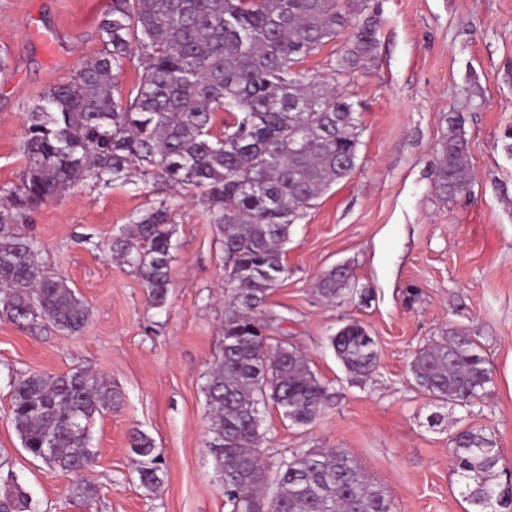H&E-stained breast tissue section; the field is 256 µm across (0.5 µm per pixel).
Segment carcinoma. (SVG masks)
<instances>
[{
	"label": "carcinoma",
	"mask_w": 512,
	"mask_h": 512,
	"mask_svg": "<svg viewBox=\"0 0 512 512\" xmlns=\"http://www.w3.org/2000/svg\"><path fill=\"white\" fill-rule=\"evenodd\" d=\"M353 27V46L332 65L353 76L376 49L377 15L350 18L343 0H112L104 48L70 81L46 91L24 115L30 165L6 191L0 210V315L19 325L45 321L80 332L89 307L61 277L47 275L33 239L13 227L77 182L108 184L135 166L153 183L186 187L206 205L224 250V346L205 385L206 448L224 486L228 512H391L389 501L341 448H312L272 462L259 448L273 404L293 424L311 423L330 401L328 387L287 343L268 347L267 299L288 276L285 246L312 201L356 168L361 130L353 104L326 81H305L295 66ZM139 53L143 72L128 94L112 72ZM232 120L215 130V114ZM433 183L445 199L471 192L473 174L463 117L449 120L437 149ZM169 209L159 205L110 242L133 268L151 307L169 294L173 260ZM353 278L332 268L316 283L330 303ZM348 373L374 370L376 339L350 322L329 337ZM415 387L466 408L490 381L475 343L457 333L421 348L410 364ZM120 392L88 370L31 373L10 382L11 420L22 448L62 471L95 459L94 416L121 403ZM51 443L52 450L43 448ZM455 471L473 512H512V482H498L493 435L466 428L452 438ZM141 487L162 482L161 449L147 434L130 439ZM0 512H37L15 482L3 479ZM70 496L89 503L95 486Z\"/></svg>",
	"instance_id": "carcinoma-1"
}]
</instances>
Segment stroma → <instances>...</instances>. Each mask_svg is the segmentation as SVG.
<instances>
[{
    "label": "stroma",
    "instance_id": "1",
    "mask_svg": "<svg viewBox=\"0 0 512 512\" xmlns=\"http://www.w3.org/2000/svg\"><path fill=\"white\" fill-rule=\"evenodd\" d=\"M377 12L373 58L336 91L353 103L361 128L357 166L293 227L288 276L268 300L272 342L308 359L331 401L297 426L275 407L262 448L277 460L311 448H342L381 487L392 512H468L452 466L453 436L471 426L492 433L501 479L512 477V0H365ZM104 0H0V194L29 166L24 114L46 90L69 81L102 46ZM349 31L305 58L307 79H330ZM463 116L472 192L443 201L433 187L438 143ZM166 203L175 245L164 308H149L131 267L108 243L132 219ZM45 270L67 280L90 309L83 330L0 318V460L41 512H226L224 489L205 443L203 386L221 354L224 255L209 214L192 191L153 188L138 170L127 181L87 179L27 213ZM353 272L336 303L315 290L336 265ZM418 297L407 303L406 290ZM360 322L378 340L379 361L350 376L329 338ZM460 332L486 360L491 381L464 409L418 391L415 352ZM94 371L122 393L97 415L93 464L71 474L32 458L11 423L9 376ZM152 437L165 475L146 492L129 447L132 430ZM97 489L89 506L70 491Z\"/></svg>",
    "mask_w": 512,
    "mask_h": 512
}]
</instances>
